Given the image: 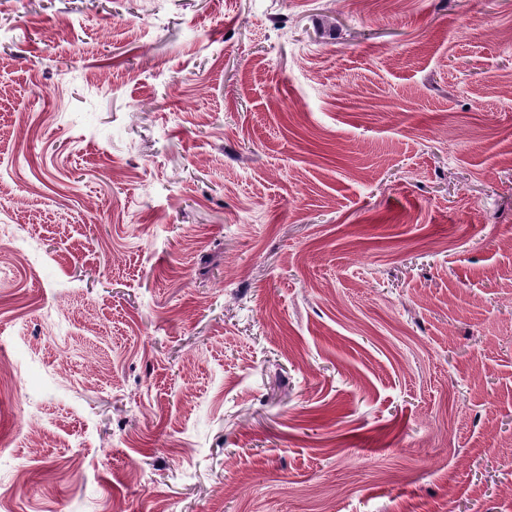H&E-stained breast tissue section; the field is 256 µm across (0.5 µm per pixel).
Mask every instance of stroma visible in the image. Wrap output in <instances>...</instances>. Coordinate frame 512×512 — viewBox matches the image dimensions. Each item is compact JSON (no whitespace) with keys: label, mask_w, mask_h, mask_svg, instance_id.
<instances>
[{"label":"stroma","mask_w":512,"mask_h":512,"mask_svg":"<svg viewBox=\"0 0 512 512\" xmlns=\"http://www.w3.org/2000/svg\"><path fill=\"white\" fill-rule=\"evenodd\" d=\"M0 512H512V0H0Z\"/></svg>","instance_id":"1"}]
</instances>
